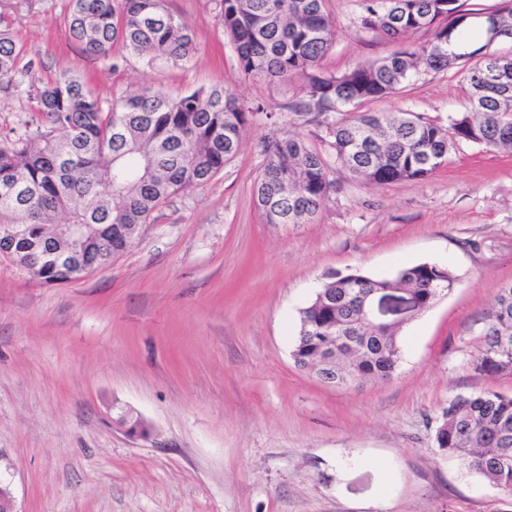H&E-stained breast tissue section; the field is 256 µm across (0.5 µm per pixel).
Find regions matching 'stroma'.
I'll list each match as a JSON object with an SVG mask.
<instances>
[{
    "label": "stroma",
    "instance_id": "stroma-1",
    "mask_svg": "<svg viewBox=\"0 0 512 512\" xmlns=\"http://www.w3.org/2000/svg\"><path fill=\"white\" fill-rule=\"evenodd\" d=\"M17 3L33 77L77 75L104 100L221 86L251 115L239 153L165 200L108 267L48 286L0 261V483L15 512H512L435 442L453 396L512 393V375L473 368L512 281V153L459 139L428 179L385 185L339 167L341 189L313 222L268 224L254 197L262 142L299 135L317 148L326 128L290 112L298 83L243 74L214 0H165L195 34L178 64L118 45L88 55L69 0ZM326 9L329 70L395 51L360 28L359 0ZM467 89L456 72L429 71L361 109L444 127ZM423 262L456 283L406 326L392 379L329 385L294 364L299 312L331 275Z\"/></svg>",
    "mask_w": 512,
    "mask_h": 512
}]
</instances>
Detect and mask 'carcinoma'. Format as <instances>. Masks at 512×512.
<instances>
[{
	"label": "carcinoma",
	"mask_w": 512,
	"mask_h": 512,
	"mask_svg": "<svg viewBox=\"0 0 512 512\" xmlns=\"http://www.w3.org/2000/svg\"><path fill=\"white\" fill-rule=\"evenodd\" d=\"M69 30L83 51L106 58L119 43L152 61L188 60L195 51L189 26L164 0H70ZM224 32L241 71L277 83L300 82L295 115H327L347 105L382 99L421 71L454 70L470 95L466 111L443 128L413 112H364L326 124L327 151L299 136L263 143L256 184L268 224H305L336 193L332 164L370 184L429 178L448 157L453 139L493 151L512 149V55L492 49L512 41V8L487 14L486 37L465 52L451 40L470 38L472 12L460 0H360L359 25L394 42L425 30L429 40L371 64L336 73L323 61L334 46V20L325 0H217ZM14 6L0 0V80L13 85L21 49ZM25 94L39 121L0 140V225H29L27 243L42 245L54 224H85L98 249L124 250L130 237L115 228L146 223L170 195L205 185L241 145L248 111L222 88L171 95L145 88L103 101L78 77L33 78ZM288 179V191L282 181ZM42 284L69 281L67 266L47 263L31 272ZM451 270L430 263L385 278L362 271L328 278L300 311L294 363L319 374L336 353V384L387 381L402 356L405 322L360 320L379 288H396L426 311L450 291ZM474 370L512 374V283L501 288L488 316L484 349ZM438 448L461 459L512 497V395L496 391L448 400L435 434Z\"/></svg>",
	"instance_id": "obj_1"
}]
</instances>
